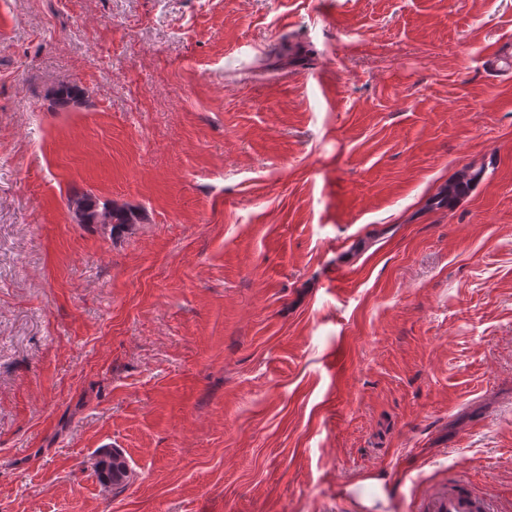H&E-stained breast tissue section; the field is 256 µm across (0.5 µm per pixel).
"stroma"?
I'll use <instances>...</instances> for the list:
<instances>
[{
  "label": "stroma",
  "instance_id": "stroma-1",
  "mask_svg": "<svg viewBox=\"0 0 512 512\" xmlns=\"http://www.w3.org/2000/svg\"><path fill=\"white\" fill-rule=\"evenodd\" d=\"M455 478L512 512V0H0V512ZM482 171L472 170L471 167L463 168L454 181L450 182L444 190V195L436 198L437 204H443L448 201V206L459 195L463 194L477 180ZM73 205L82 217V223L79 224H111L112 235L132 224L141 223L143 219L137 209L120 206L112 201H101L91 193L76 196ZM100 217H104L103 222L99 221ZM94 467L104 485L121 488L127 484L128 463L119 451L112 453L109 448L99 449Z\"/></svg>",
  "mask_w": 512,
  "mask_h": 512
}]
</instances>
